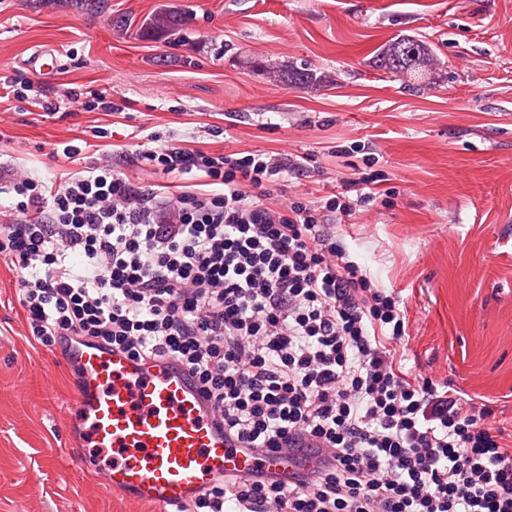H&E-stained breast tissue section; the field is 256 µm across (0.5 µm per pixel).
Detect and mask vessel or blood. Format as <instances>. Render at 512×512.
I'll list each match as a JSON object with an SVG mask.
<instances>
[{
	"label": "vessel or blood",
	"mask_w": 512,
	"mask_h": 512,
	"mask_svg": "<svg viewBox=\"0 0 512 512\" xmlns=\"http://www.w3.org/2000/svg\"><path fill=\"white\" fill-rule=\"evenodd\" d=\"M78 366L71 410L82 440L70 451L110 490L166 512L229 475L291 474L280 452L246 454L225 440L185 368L95 346L80 351Z\"/></svg>",
	"instance_id": "vessel-or-blood-1"
}]
</instances>
